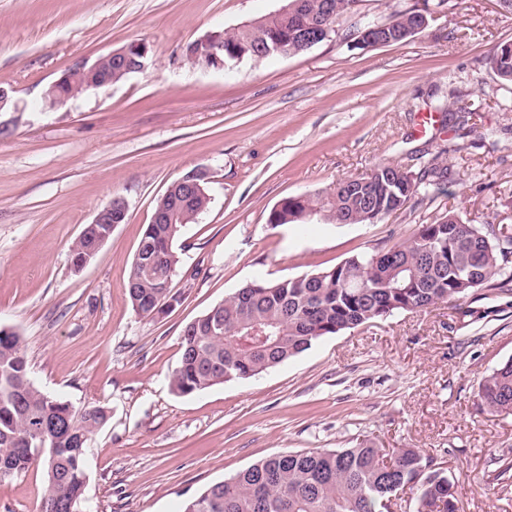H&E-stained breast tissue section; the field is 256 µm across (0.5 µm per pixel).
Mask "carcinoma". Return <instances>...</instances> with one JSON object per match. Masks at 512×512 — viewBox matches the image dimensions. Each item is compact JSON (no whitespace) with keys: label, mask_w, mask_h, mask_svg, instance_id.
Here are the masks:
<instances>
[{"label":"carcinoma","mask_w":512,"mask_h":512,"mask_svg":"<svg viewBox=\"0 0 512 512\" xmlns=\"http://www.w3.org/2000/svg\"><path fill=\"white\" fill-rule=\"evenodd\" d=\"M358 0H301L292 13L254 20V28L224 33L219 59L229 67L253 57L260 32L288 41L300 53L313 22L328 26L354 10ZM449 0H423L420 11H400L390 21L404 41L423 30L424 20L448 9ZM495 78L512 85V43L490 55ZM70 80L56 96L64 99L106 79L126 77L112 59L99 57L94 72L69 70ZM449 150L413 151V165L381 162L371 181L356 189V178L342 179L327 194L288 196L269 213V224H303L317 212L332 224H374L406 206L435 200L448 179ZM210 204L206 192L187 196L178 188L155 206L157 223L146 226L128 277L133 310L152 317L172 308L178 297L158 284L178 266L176 242ZM480 288L512 290V235L505 228L466 224L448 211L421 224L404 243L358 253L343 262L296 278L254 280L212 307L183 331L181 357L171 386L189 395L224 382L259 376L310 349L319 339L373 323L396 313L459 302ZM478 397L491 413L512 412V359L479 382ZM99 406L76 408L48 397L29 378L21 336L0 328V460L11 472L0 481L42 467L45 486L40 512H66L67 503L84 500L88 465L78 450L81 439L103 426ZM62 428L47 441L54 452L39 454L34 431L45 420ZM416 491V512H457L453 476L417 448H380L363 441L351 448L288 452L257 461L233 477L206 486L182 512H386L382 501Z\"/></svg>","instance_id":"carcinoma-1"}]
</instances>
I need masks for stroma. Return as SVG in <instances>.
<instances>
[{
	"label": "stroma",
	"mask_w": 512,
	"mask_h": 512,
	"mask_svg": "<svg viewBox=\"0 0 512 512\" xmlns=\"http://www.w3.org/2000/svg\"><path fill=\"white\" fill-rule=\"evenodd\" d=\"M421 0H360L337 35L293 56L227 69L192 62L189 45L275 12L282 0H0V326L22 336L45 395L105 408L89 439L91 512H180L200 489L286 452L417 448L456 477L460 512H512V414L477 408L482 377L512 358V292L480 290L318 340L258 377L176 393L187 324L257 278L286 279L410 240L443 211L512 233V89L489 63L512 40L497 0H452L427 28L362 47L355 25ZM147 45L138 73L48 107L78 60ZM482 98L474 128L436 113ZM450 147L438 204L375 224H268L287 196L322 195L380 162L407 163L428 141ZM208 169V210L185 226L171 286L180 301L144 318L127 280L168 186ZM127 205L95 258L71 246L113 197ZM40 468L0 482V512H38Z\"/></svg>",
	"instance_id": "35a3bbf8"
}]
</instances>
